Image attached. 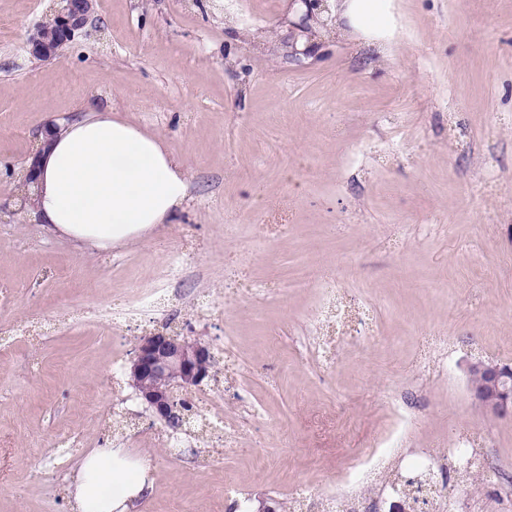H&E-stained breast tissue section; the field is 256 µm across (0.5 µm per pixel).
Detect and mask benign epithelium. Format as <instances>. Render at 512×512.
Returning <instances> with one entry per match:
<instances>
[{
	"label": "benign epithelium",
	"instance_id": "7a95c632",
	"mask_svg": "<svg viewBox=\"0 0 512 512\" xmlns=\"http://www.w3.org/2000/svg\"><path fill=\"white\" fill-rule=\"evenodd\" d=\"M304 7L297 29H310V22L329 12L326 0H298ZM96 0H55L50 18L36 25L28 39L30 55L46 61L60 56L63 48L85 33L92 24ZM41 153L30 157L19 181L24 192L20 209L34 207L31 187L37 184ZM210 345L189 336L155 333L140 339L129 366L130 385L137 398L168 427L182 425L180 395L201 386L215 368ZM465 373L478 410L485 416L512 417V365L475 359Z\"/></svg>",
	"mask_w": 512,
	"mask_h": 512
}]
</instances>
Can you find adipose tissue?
Instances as JSON below:
<instances>
[{
  "mask_svg": "<svg viewBox=\"0 0 512 512\" xmlns=\"http://www.w3.org/2000/svg\"><path fill=\"white\" fill-rule=\"evenodd\" d=\"M187 184L183 161L157 135L90 107L61 128L42 158L34 216L51 233L107 250L169 222ZM149 487L144 459L100 448L79 462L72 512H131Z\"/></svg>",
  "mask_w": 512,
  "mask_h": 512,
  "instance_id": "obj_1",
  "label": "adipose tissue"
}]
</instances>
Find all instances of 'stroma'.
I'll use <instances>...</instances> for the list:
<instances>
[{"label":"stroma","instance_id":"1","mask_svg":"<svg viewBox=\"0 0 512 512\" xmlns=\"http://www.w3.org/2000/svg\"><path fill=\"white\" fill-rule=\"evenodd\" d=\"M52 6L0 0V512H70L77 461L125 446L154 477L135 512H309L332 493L344 512L351 463L386 448L361 492L380 512L421 473L429 503L503 512L512 418L478 411L465 365L512 364V0H374L376 26L339 19L298 60L289 0H244L251 24L224 0H97L87 35L38 61ZM88 104L188 173L171 223L95 254L19 211L13 176ZM162 330L217 359L177 457L128 377ZM462 440L499 471L432 467Z\"/></svg>","mask_w":512,"mask_h":512}]
</instances>
